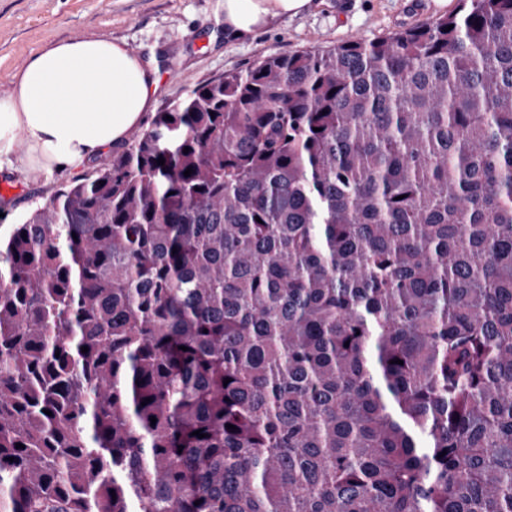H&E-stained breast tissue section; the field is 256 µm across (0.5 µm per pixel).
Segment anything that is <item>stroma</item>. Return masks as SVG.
<instances>
[{
	"mask_svg": "<svg viewBox=\"0 0 512 512\" xmlns=\"http://www.w3.org/2000/svg\"><path fill=\"white\" fill-rule=\"evenodd\" d=\"M459 0H312L308 12L275 20L245 40L224 34L218 0H0V98L31 57L75 35L125 42L159 62L155 111L196 85L245 70L269 56L327 49L356 38L374 39L456 11ZM78 172L66 169L32 180L23 166L0 173V232L44 206Z\"/></svg>",
	"mask_w": 512,
	"mask_h": 512,
	"instance_id": "obj_1",
	"label": "stroma"
}]
</instances>
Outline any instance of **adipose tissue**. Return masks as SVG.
Here are the masks:
<instances>
[{
    "instance_id": "ef3b65f1",
    "label": "adipose tissue",
    "mask_w": 512,
    "mask_h": 512,
    "mask_svg": "<svg viewBox=\"0 0 512 512\" xmlns=\"http://www.w3.org/2000/svg\"><path fill=\"white\" fill-rule=\"evenodd\" d=\"M224 32L247 38L307 11L311 0H221ZM155 70L126 43L74 36L38 52L0 100V171L16 141L32 177L84 165L126 143L153 108Z\"/></svg>"
}]
</instances>
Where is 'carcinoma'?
<instances>
[{
  "mask_svg": "<svg viewBox=\"0 0 512 512\" xmlns=\"http://www.w3.org/2000/svg\"><path fill=\"white\" fill-rule=\"evenodd\" d=\"M459 2L195 86L0 237V512H512V0Z\"/></svg>",
  "mask_w": 512,
  "mask_h": 512,
  "instance_id": "carcinoma-1",
  "label": "carcinoma"
}]
</instances>
